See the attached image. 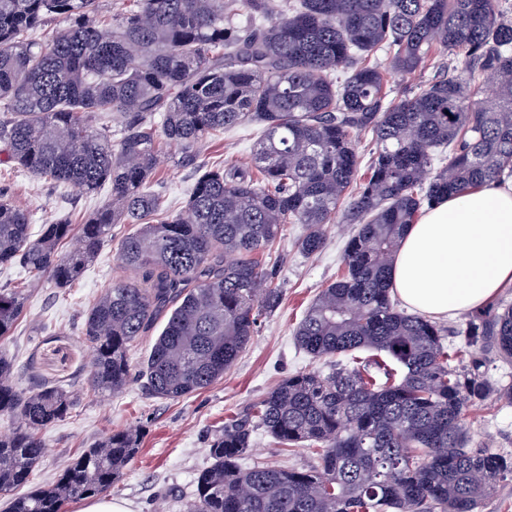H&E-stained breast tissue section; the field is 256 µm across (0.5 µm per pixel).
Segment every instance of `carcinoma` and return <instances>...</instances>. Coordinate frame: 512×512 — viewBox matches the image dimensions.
Segmentation results:
<instances>
[{
	"instance_id": "cac0c4a2",
	"label": "carcinoma",
	"mask_w": 512,
	"mask_h": 512,
	"mask_svg": "<svg viewBox=\"0 0 512 512\" xmlns=\"http://www.w3.org/2000/svg\"><path fill=\"white\" fill-rule=\"evenodd\" d=\"M112 25L99 0H0V154L55 185L106 205L82 224L31 232L28 211L0 193V265L17 263L59 288L78 281L112 240L142 281L112 283L83 314L88 384L119 392L133 380L130 351L167 319L138 376L178 399L224 377L278 307L281 288L255 260L287 224L298 250L325 246V226L356 225L344 272L323 288L294 330L315 359L368 350L385 359L380 381L358 366L288 375L209 443L187 512H477L512 475V457L470 448L466 407L512 404L492 380L512 361V304L472 314L449 347L430 317L397 308L390 272L408 225L424 206L512 176V20L500 0H128ZM56 19L43 42L29 32ZM414 75L434 52L445 74L393 102L368 57ZM120 119L112 129L110 119ZM257 121L253 169L201 173L177 213L153 190L160 143L191 158L219 129ZM375 144L359 176L354 134ZM25 290L0 287V338L21 317ZM0 350V492L30 481L40 433L70 417L78 393L13 384ZM313 448L302 468L255 463L252 435ZM139 451L136 429L109 433L78 454L52 485L11 498L9 512H63L70 500L112 487Z\"/></svg>"
}]
</instances>
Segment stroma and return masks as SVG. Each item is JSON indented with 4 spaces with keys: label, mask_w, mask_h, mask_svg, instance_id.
I'll return each instance as SVG.
<instances>
[{
    "label": "stroma",
    "mask_w": 512,
    "mask_h": 512,
    "mask_svg": "<svg viewBox=\"0 0 512 512\" xmlns=\"http://www.w3.org/2000/svg\"><path fill=\"white\" fill-rule=\"evenodd\" d=\"M377 57L385 68L386 96L392 101L436 77L448 63L446 56L432 55L424 72L406 78L389 70L388 52H378ZM261 134L262 127L255 122L217 132L189 163L183 161L178 147L164 145L154 186L172 208H179L200 169L224 160L251 167ZM0 192L31 213L36 230L52 221L82 223L108 200L107 191L86 194L73 187L58 188L6 162L0 164ZM129 230V225H116L114 240L103 245L83 277L68 288L47 280L32 281L18 266H0V286H20L28 294L23 315L0 346L15 356L17 386H28L35 379L81 392L71 418L43 430L44 454L32 486L54 481L63 464L110 431L138 428L140 451L109 489V496L125 501L129 512H184L198 473L209 464L206 448L225 418L266 396L290 374L326 370L325 361L314 360L295 346L293 331L321 288L343 273L342 257L352 227L340 220L328 225L324 249L307 258L297 250L302 225H285L280 240L260 256L281 286L279 306L261 320L223 379L177 401L152 396L140 380L111 395L93 391L87 384L91 351L82 333V313L112 282L134 279V272L117 260V239ZM468 414L472 447L512 454V405L477 403ZM253 443V458L259 462L300 467L312 459L311 449L280 447L261 431L254 433Z\"/></svg>",
    "instance_id": "35a3bbf8"
}]
</instances>
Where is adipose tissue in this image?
Here are the masks:
<instances>
[{"label":"adipose tissue","instance_id":"ef3b65f1","mask_svg":"<svg viewBox=\"0 0 512 512\" xmlns=\"http://www.w3.org/2000/svg\"><path fill=\"white\" fill-rule=\"evenodd\" d=\"M392 282L420 314L480 309L512 283V186L469 190L426 210L400 241Z\"/></svg>","mask_w":512,"mask_h":512}]
</instances>
